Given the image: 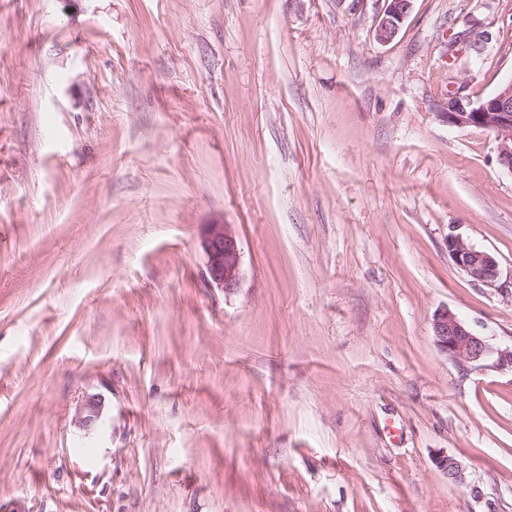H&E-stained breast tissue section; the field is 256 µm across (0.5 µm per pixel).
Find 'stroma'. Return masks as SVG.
Segmentation results:
<instances>
[{
    "label": "stroma",
    "mask_w": 512,
    "mask_h": 512,
    "mask_svg": "<svg viewBox=\"0 0 512 512\" xmlns=\"http://www.w3.org/2000/svg\"><path fill=\"white\" fill-rule=\"evenodd\" d=\"M382 7L0 0L1 506L512 512V371L432 330L512 347V174L443 117L512 80V0ZM414 0H384L385 7L374 27V37L382 44L391 42L412 8ZM207 255L208 281L212 286L231 294L239 288L242 278L241 251L232 225L207 224L203 236ZM448 255L474 283L494 286L500 277V264L489 251L467 244L459 235H449ZM433 332L441 352L462 369L478 366L496 354V365L512 370V348L494 350L485 337L476 334L450 309L434 316ZM102 418L101 399L95 396L88 397L79 413L77 424L80 428L91 430L98 426Z\"/></svg>",
    "instance_id": "35a3bbf8"
}]
</instances>
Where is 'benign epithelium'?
I'll list each match as a JSON object with an SVG mask.
<instances>
[{
    "mask_svg": "<svg viewBox=\"0 0 512 512\" xmlns=\"http://www.w3.org/2000/svg\"><path fill=\"white\" fill-rule=\"evenodd\" d=\"M385 7L374 27L375 39L391 42L412 8L413 0H384ZM447 122L458 127H476L494 134L500 166L512 174V80L499 90L468 107L455 99L448 111L441 113ZM207 255L208 281L231 294L239 288L242 278L241 251L237 235L230 224H207L203 236ZM448 255L454 264L474 283L493 286L500 277V264L490 252L467 244L461 236L448 235ZM437 346L448 360L462 369L480 365L496 356V365L512 368V348L493 349L485 337L476 334L464 320L449 309L439 311L433 319ZM102 418L101 399L94 396L85 400L77 424L91 430ZM437 466L453 484L465 482V467L452 456L436 459Z\"/></svg>",
    "mask_w": 512,
    "mask_h": 512,
    "instance_id": "1",
    "label": "benign epithelium"
}]
</instances>
